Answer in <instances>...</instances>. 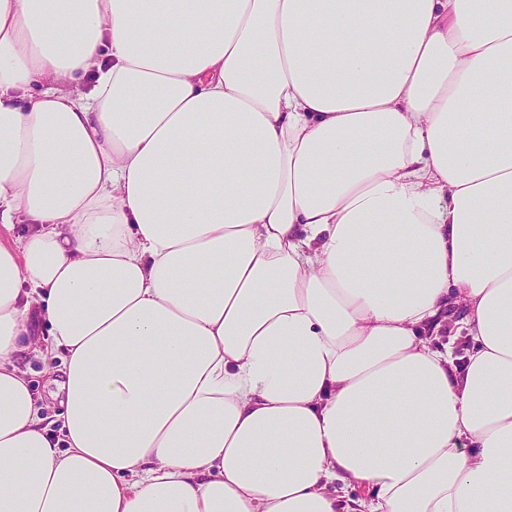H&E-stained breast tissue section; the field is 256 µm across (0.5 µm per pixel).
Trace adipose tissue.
<instances>
[{
	"label": "adipose tissue",
	"instance_id": "obj_1",
	"mask_svg": "<svg viewBox=\"0 0 512 512\" xmlns=\"http://www.w3.org/2000/svg\"><path fill=\"white\" fill-rule=\"evenodd\" d=\"M20 222L0 512H512V0H0ZM48 362L36 352H29L20 361L19 366L30 380L32 387L38 397V406L41 408L43 415L53 418L61 411L58 405V399L55 394L58 388L55 384L51 383L48 375L46 374ZM57 418L51 419L56 420Z\"/></svg>",
	"mask_w": 512,
	"mask_h": 512
}]
</instances>
